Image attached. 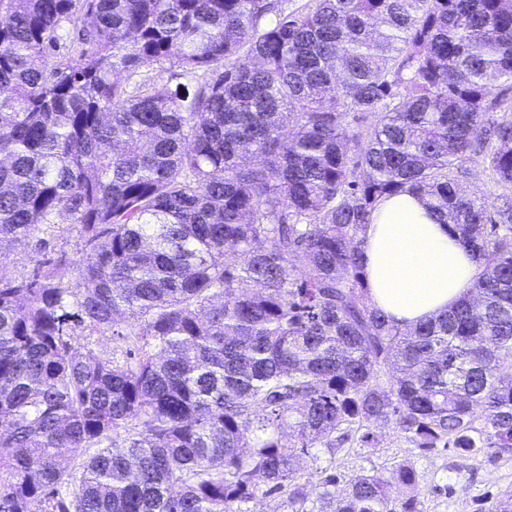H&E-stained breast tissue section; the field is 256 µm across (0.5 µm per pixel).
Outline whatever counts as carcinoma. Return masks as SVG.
<instances>
[{"label":"carcinoma","mask_w":512,"mask_h":512,"mask_svg":"<svg viewBox=\"0 0 512 512\" xmlns=\"http://www.w3.org/2000/svg\"><path fill=\"white\" fill-rule=\"evenodd\" d=\"M509 81L512 0H0V244L83 243L0 263V512H421L408 464L298 462L511 453L512 196L461 189H512ZM402 192L480 261L404 327L361 252ZM472 177L466 184L465 189L467 192L477 196L485 197L489 203L499 205L502 201L500 195H510V191L496 188L491 185L489 180L481 172ZM60 227L51 246L54 245V249L57 251L64 250L71 258L75 259L82 248L81 241L69 224H61ZM36 241L37 238L30 240L28 246L3 244L0 248L2 263L17 275H27L33 269L36 260L53 255L49 251L39 252L38 246H35ZM123 345L118 336H112V329H110L94 332L87 340L81 337L75 346L78 347L80 353H86V350L91 349L99 356L108 357L112 356L113 348Z\"/></svg>","instance_id":"carcinoma-1"}]
</instances>
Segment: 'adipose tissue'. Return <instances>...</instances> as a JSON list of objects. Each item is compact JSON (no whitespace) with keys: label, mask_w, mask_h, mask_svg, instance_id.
<instances>
[{"label":"adipose tissue","mask_w":512,"mask_h":512,"mask_svg":"<svg viewBox=\"0 0 512 512\" xmlns=\"http://www.w3.org/2000/svg\"><path fill=\"white\" fill-rule=\"evenodd\" d=\"M361 249L371 302L400 325L448 310L479 267L449 225L411 193L381 203Z\"/></svg>","instance_id":"1"}]
</instances>
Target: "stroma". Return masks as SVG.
<instances>
[{
  "label": "stroma",
  "instance_id": "1",
  "mask_svg": "<svg viewBox=\"0 0 512 512\" xmlns=\"http://www.w3.org/2000/svg\"><path fill=\"white\" fill-rule=\"evenodd\" d=\"M402 463L417 474L423 512H490L497 499L512 494V453L423 450L390 427L376 430L371 447L347 444L333 454L319 453L320 466L344 481L363 471L386 474Z\"/></svg>",
  "mask_w": 512,
  "mask_h": 512
}]
</instances>
